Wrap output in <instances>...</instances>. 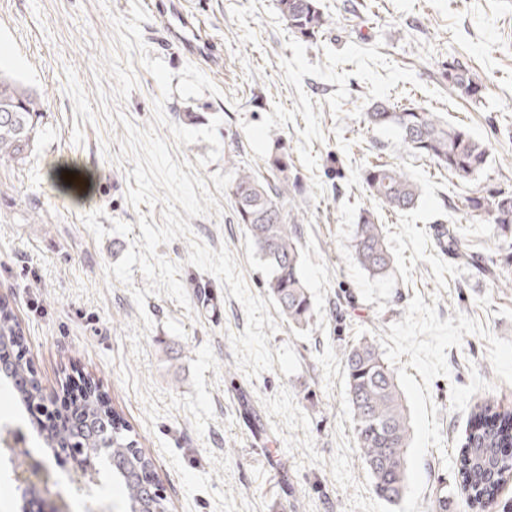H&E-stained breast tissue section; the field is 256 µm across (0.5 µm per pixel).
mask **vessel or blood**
<instances>
[{
  "instance_id": "vessel-or-blood-1",
  "label": "vessel or blood",
  "mask_w": 512,
  "mask_h": 512,
  "mask_svg": "<svg viewBox=\"0 0 512 512\" xmlns=\"http://www.w3.org/2000/svg\"><path fill=\"white\" fill-rule=\"evenodd\" d=\"M151 34L174 48L198 67L210 65L219 50L203 32L197 15L186 9L183 0H148Z\"/></svg>"
}]
</instances>
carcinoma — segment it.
I'll return each mask as SVG.
<instances>
[{
  "mask_svg": "<svg viewBox=\"0 0 512 512\" xmlns=\"http://www.w3.org/2000/svg\"><path fill=\"white\" fill-rule=\"evenodd\" d=\"M276 8L291 33L304 41L316 39L333 25L320 0H276ZM441 76L448 87L461 95L475 101L483 97L485 85L466 66L449 62L442 66ZM44 107L40 95L0 71V160L25 158L34 144ZM365 120L375 128L396 129L409 150L459 178H468L487 165L489 153L484 143L423 107L398 110L379 101L365 113ZM290 168L288 153L278 146L266 160V174L235 168L228 192L237 223L244 226L249 242L267 268L264 286L268 294L288 326L304 331L313 319L314 305L303 275L300 230L288 210ZM68 170V166H59L48 172L61 192L71 185ZM363 180L373 200L390 211L410 210L418 201L417 184L398 165L374 164L364 171ZM466 207L472 213L490 217L493 236L498 240L500 259L484 268L485 275L512 288V277L506 275L512 267V189L475 193L466 198ZM350 248L370 276L384 278L389 274L392 256L372 211L360 212ZM341 360L358 458L370 474L374 495L397 505L406 494L411 442L410 415L397 369L371 337L344 347ZM0 373L24 406L29 408L41 400L21 328L3 302ZM59 418L64 421L62 429L44 435L56 457L70 459L95 476V461L107 448L112 480L121 486L128 512H170L167 498L157 493L151 458L98 394L61 410ZM505 448H512V407L489 398L475 403L455 462L457 489L469 512H484L490 498L512 482V457L503 453ZM452 504L453 495L447 486L435 488V512H448Z\"/></svg>",
  "mask_w": 512,
  "mask_h": 512,
  "instance_id": "carcinoma-1",
  "label": "carcinoma"
}]
</instances>
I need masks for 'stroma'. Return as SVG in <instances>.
Returning <instances> with one entry per match:
<instances>
[{"label":"stroma","instance_id":"1","mask_svg":"<svg viewBox=\"0 0 512 512\" xmlns=\"http://www.w3.org/2000/svg\"><path fill=\"white\" fill-rule=\"evenodd\" d=\"M222 50L201 69L159 45L143 22L150 58L172 74V95L141 60L125 99L103 62L114 49L112 16L129 17L131 0H0V69L45 96L33 150L0 161V298L9 302L43 393L64 396L67 380L87 378L133 428L155 464L173 512H349L351 490L331 473L339 436L342 347L381 339L404 319L414 295L436 304L439 319L464 314L485 327L446 355L448 375L429 394L438 409L442 447L427 451L419 502L428 512L439 484L455 485L454 460L471 408L490 393L512 406V383L497 377L487 335L512 340V288L483 273L497 255L488 216L468 212L476 192L512 188V0H321L333 24L316 41L288 31L275 0H185ZM458 61L486 89L472 101L441 78ZM164 99L165 125L189 129L221 118L214 162L206 141L169 148L193 163L220 213L191 219L195 238L227 247L252 293L265 295L266 271L237 224L227 187L235 167L263 169L282 143L298 184L288 200L300 227L304 277L314 321L304 332L279 323L268 340L272 370L248 378L236 365L230 334L246 314L228 285L189 264L178 238L158 254L180 264L188 307L162 294L137 308L134 271L125 285L106 274L141 239L139 215L163 223L161 207L131 206L130 159L120 158L125 124L144 129ZM421 106L488 144L487 166L458 178L409 153L396 130L375 129L362 114L375 101ZM397 164L421 187L416 209H377L393 267L372 280L349 247L369 203L362 173ZM78 171L69 192L46 172L58 163ZM452 228L468 252L459 260L437 234ZM37 415L0 401V426L21 433L51 461L72 504H79L71 464L50 458Z\"/></svg>","mask_w":512,"mask_h":512}]
</instances>
